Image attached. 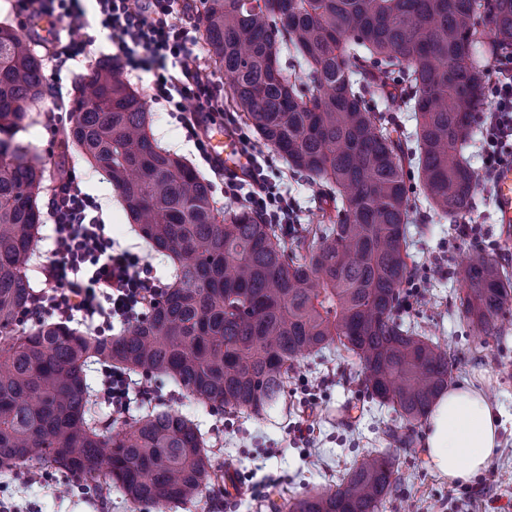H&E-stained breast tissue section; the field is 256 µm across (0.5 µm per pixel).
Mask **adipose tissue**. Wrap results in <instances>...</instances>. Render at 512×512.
I'll return each mask as SVG.
<instances>
[{"instance_id": "obj_1", "label": "adipose tissue", "mask_w": 512, "mask_h": 512, "mask_svg": "<svg viewBox=\"0 0 512 512\" xmlns=\"http://www.w3.org/2000/svg\"><path fill=\"white\" fill-rule=\"evenodd\" d=\"M490 399L466 384L449 388L426 417L425 458L448 481L467 484L483 472L498 445Z\"/></svg>"}]
</instances>
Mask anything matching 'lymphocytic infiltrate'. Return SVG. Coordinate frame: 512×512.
<instances>
[{
    "mask_svg": "<svg viewBox=\"0 0 512 512\" xmlns=\"http://www.w3.org/2000/svg\"><path fill=\"white\" fill-rule=\"evenodd\" d=\"M17 11L32 17L63 20L68 38H56L51 55L57 65L86 54L75 37L89 17L117 49L122 66L151 74V98L180 115L186 136L199 153H206L200 133L204 119L233 120L224 109L220 85L203 72L194 47L196 25L187 14L186 0H15ZM489 82L497 99L494 110L482 115L480 138L490 158L477 170L479 182L494 177L498 166L512 160V68L496 66ZM249 179L226 176L217 162L209 168L224 180V195L243 203L262 223H296L295 202L279 192L266 174L268 157L253 148ZM52 226V258L42 268L43 286L35 308H49L59 321H81L111 328L128 324L141 308L157 301L163 288L149 264L106 236L100 207L70 174L54 186L48 202Z\"/></svg>",
    "mask_w": 512,
    "mask_h": 512,
    "instance_id": "1",
    "label": "lymphocytic infiltrate"
}]
</instances>
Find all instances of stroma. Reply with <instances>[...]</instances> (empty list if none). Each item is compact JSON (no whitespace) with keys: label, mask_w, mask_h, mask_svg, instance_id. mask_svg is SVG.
<instances>
[{"label":"stroma","mask_w":512,"mask_h":512,"mask_svg":"<svg viewBox=\"0 0 512 512\" xmlns=\"http://www.w3.org/2000/svg\"><path fill=\"white\" fill-rule=\"evenodd\" d=\"M78 37L87 44L85 57L57 75L67 95L78 73L113 52L97 23H89ZM49 107V98H42L18 131L17 142L40 155L49 171H56L61 163L74 171L83 190L101 204L106 234L148 261L153 276L162 283L172 282L169 259L153 252L135 233L117 191L82 159L75 145L64 143L61 129L68 123L66 114L49 116ZM149 108L155 140L210 178L207 164L186 141L176 113L153 101ZM268 157L269 176L288 187L301 223L317 224L334 214L333 202L324 197L317 183L289 169L276 151H269ZM492 197V187L477 185L473 207L464 221L477 225L476 241L487 247L489 258L512 272V242L501 237ZM410 205V251L429 286L424 294L412 298L403 317L447 350L454 383L480 388L502 410L499 445L486 470L471 483H451L432 471L423 453L422 427L410 431L407 443L391 442L389 432L402 427L396 413L379 405L365 390L355 358L334 352L327 361L293 373L285 399L262 419L230 410L212 412L175 386L153 385L155 403L198 420L210 438L214 467L237 474L235 491L219 486L197 503H171L161 510L131 506L115 493L102 509L97 497L79 483L62 481L35 465L12 476L0 474V505L9 512H275L280 495L296 497L335 488L355 460L380 449L395 456L400 474L383 512H485L491 500L496 501L498 512H512V324L504 327L500 338L483 344L457 319L454 301L472 241L457 238L452 221L429 215L420 188H413ZM298 422L311 427L312 444L290 435V427Z\"/></svg>","instance_id":"stroma-1"}]
</instances>
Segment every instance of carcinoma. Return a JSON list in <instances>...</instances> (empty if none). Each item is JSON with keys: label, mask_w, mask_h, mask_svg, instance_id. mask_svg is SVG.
I'll return each instance as SVG.
<instances>
[{"label": "carcinoma", "mask_w": 512, "mask_h": 512, "mask_svg": "<svg viewBox=\"0 0 512 512\" xmlns=\"http://www.w3.org/2000/svg\"><path fill=\"white\" fill-rule=\"evenodd\" d=\"M202 2L206 50L236 111L293 171L328 187L336 219L302 227L287 247L277 225L216 208L210 184L152 138L147 102L118 61H101L75 77L63 138L105 172L140 237L171 260L173 281L117 336L49 319L25 327L47 169L15 135L44 96V59L0 22V470L39 465L134 505L191 504L224 481L206 433L176 410L103 423L92 361L259 418L302 359L334 346L411 427L452 380L447 351L401 317L414 264L407 180L417 177L442 218L473 207L464 152L487 90L474 52L486 17L491 54L512 51V0ZM381 100L408 105L411 135L385 123ZM511 296L512 274L472 248L458 312L481 343L502 331ZM397 479L394 459L370 451L336 488L279 509L380 512Z\"/></svg>", "instance_id": "cac0c4a2"}]
</instances>
